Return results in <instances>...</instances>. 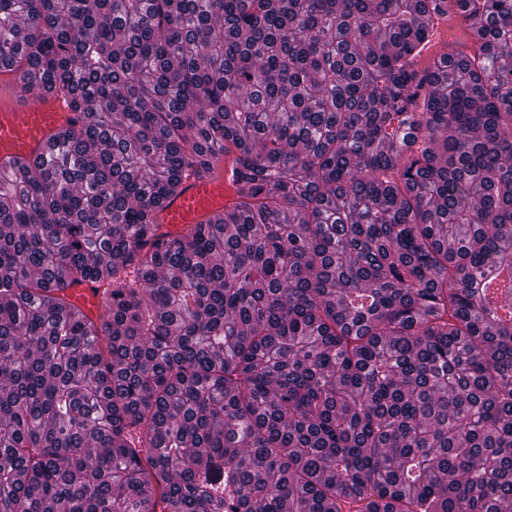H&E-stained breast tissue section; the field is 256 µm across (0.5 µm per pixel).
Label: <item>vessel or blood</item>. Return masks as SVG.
I'll list each match as a JSON object with an SVG mask.
<instances>
[{
  "instance_id": "1",
  "label": "vessel or blood",
  "mask_w": 512,
  "mask_h": 512,
  "mask_svg": "<svg viewBox=\"0 0 512 512\" xmlns=\"http://www.w3.org/2000/svg\"><path fill=\"white\" fill-rule=\"evenodd\" d=\"M76 117V112L47 94L32 103L13 96L0 100V168L12 159H32L45 153ZM231 168L232 160L227 157L216 162L212 174L189 179L183 193L170 199L157 217L164 231L179 232L231 203ZM70 293L87 312H98L103 290L97 283H81Z\"/></svg>"
}]
</instances>
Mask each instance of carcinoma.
Listing matches in <instances>:
<instances>
[{
    "label": "carcinoma",
    "instance_id": "cac0c4a2",
    "mask_svg": "<svg viewBox=\"0 0 512 512\" xmlns=\"http://www.w3.org/2000/svg\"><path fill=\"white\" fill-rule=\"evenodd\" d=\"M35 88L89 123L0 172V512H512V0H0ZM232 159L224 157L215 163L210 175L190 178L184 192L170 199L157 217L165 232L176 233L189 224H198L224 204L233 200L230 183ZM73 300L87 312L97 315L102 303L103 288H99L97 282L87 281L75 285L70 290Z\"/></svg>",
    "mask_w": 512,
    "mask_h": 512
}]
</instances>
